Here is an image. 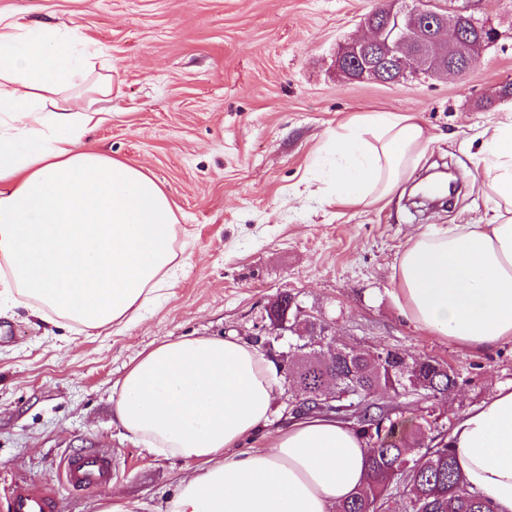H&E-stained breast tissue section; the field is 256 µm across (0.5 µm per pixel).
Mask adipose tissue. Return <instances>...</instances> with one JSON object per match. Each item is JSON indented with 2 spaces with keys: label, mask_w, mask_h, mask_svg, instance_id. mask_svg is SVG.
<instances>
[{
  "label": "adipose tissue",
  "mask_w": 512,
  "mask_h": 512,
  "mask_svg": "<svg viewBox=\"0 0 512 512\" xmlns=\"http://www.w3.org/2000/svg\"><path fill=\"white\" fill-rule=\"evenodd\" d=\"M99 62L70 31L0 17V314L23 302L91 334L136 322L178 268L164 190L85 142L111 117L82 104L112 99ZM480 138L489 211L413 235L393 278L416 329L487 352L512 341V115ZM434 140L413 112L337 126V205L401 196ZM116 386L121 426L190 465L164 512H334L366 481L367 450L344 422L294 418L266 434L278 372L236 337L162 342ZM448 446L466 492L512 512V386L469 410Z\"/></svg>",
  "instance_id": "ef3b65f1"
}]
</instances>
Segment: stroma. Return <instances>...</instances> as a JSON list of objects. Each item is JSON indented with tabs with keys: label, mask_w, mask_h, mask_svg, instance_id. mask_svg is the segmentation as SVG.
Returning a JSON list of instances; mask_svg holds the SVG:
<instances>
[{
	"label": "stroma",
	"mask_w": 512,
	"mask_h": 512,
	"mask_svg": "<svg viewBox=\"0 0 512 512\" xmlns=\"http://www.w3.org/2000/svg\"><path fill=\"white\" fill-rule=\"evenodd\" d=\"M467 6L496 28L479 62L448 78L348 80L339 48L363 36L379 0H0L19 25L47 22L101 50L112 77L111 119L90 131L100 151L143 168L178 219L181 265L173 287L141 321L97 336L49 325L18 308L0 317V512L13 485L51 488L59 512H100L119 495L125 512H161L188 465L150 452L112 412L113 387L162 341L230 332L264 358L285 351L266 311L289 292L352 346L434 358L459 376L448 396L380 393L404 418L438 423L512 385V342L471 353L417 331L394 301L393 268L411 234L475 223L489 203L478 133L512 110V0H429ZM415 112L439 137L409 182L455 170L452 207L410 197L337 206L325 143L368 111ZM112 453L109 485L77 491L62 464Z\"/></svg>",
	"instance_id": "stroma-1"
}]
</instances>
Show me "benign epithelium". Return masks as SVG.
<instances>
[{
  "mask_svg": "<svg viewBox=\"0 0 512 512\" xmlns=\"http://www.w3.org/2000/svg\"><path fill=\"white\" fill-rule=\"evenodd\" d=\"M457 30L448 28V16L427 8V0H381V4L364 20L367 34L356 39L338 52L337 70L348 75L345 68L352 59L370 47L381 49L385 61L391 65L394 77L389 78L378 67L364 65L354 74L356 79L384 83H399L410 74L426 73L436 78L447 76L448 69L462 72L475 62L472 44L464 40L460 29L478 27L477 19L467 8L453 15ZM307 314L296 304L294 318L283 316L273 319L272 328L279 335L300 334V326Z\"/></svg>",
  "mask_w": 512,
  "mask_h": 512,
  "instance_id": "obj_1",
  "label": "benign epithelium"
}]
</instances>
